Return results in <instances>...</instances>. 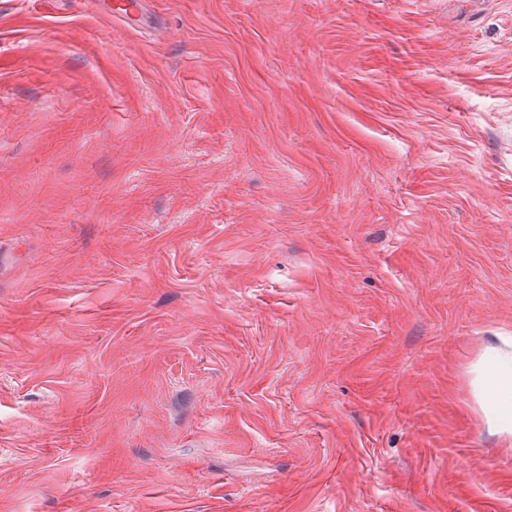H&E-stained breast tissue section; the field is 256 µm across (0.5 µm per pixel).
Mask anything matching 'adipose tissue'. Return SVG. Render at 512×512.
Returning a JSON list of instances; mask_svg holds the SVG:
<instances>
[{"instance_id": "adipose-tissue-1", "label": "adipose tissue", "mask_w": 512, "mask_h": 512, "mask_svg": "<svg viewBox=\"0 0 512 512\" xmlns=\"http://www.w3.org/2000/svg\"><path fill=\"white\" fill-rule=\"evenodd\" d=\"M474 373L476 399L488 428L512 444V336L486 348Z\"/></svg>"}]
</instances>
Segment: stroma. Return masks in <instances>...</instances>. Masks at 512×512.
Wrapping results in <instances>:
<instances>
[{
	"mask_svg": "<svg viewBox=\"0 0 512 512\" xmlns=\"http://www.w3.org/2000/svg\"><path fill=\"white\" fill-rule=\"evenodd\" d=\"M0 0V512H512V0ZM498 339L474 366L475 396L488 428L512 444V336Z\"/></svg>",
	"mask_w": 512,
	"mask_h": 512,
	"instance_id": "35a3bbf8",
	"label": "stroma"
}]
</instances>
